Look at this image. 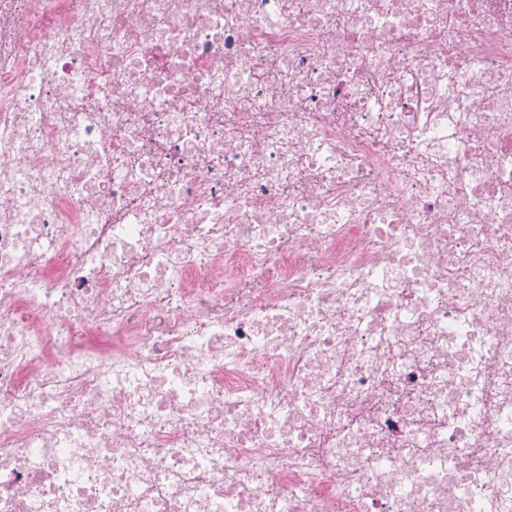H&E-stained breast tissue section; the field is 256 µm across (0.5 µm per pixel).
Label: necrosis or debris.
I'll return each mask as SVG.
<instances>
[{
    "mask_svg": "<svg viewBox=\"0 0 512 512\" xmlns=\"http://www.w3.org/2000/svg\"><path fill=\"white\" fill-rule=\"evenodd\" d=\"M0 512H512V0H0Z\"/></svg>",
    "mask_w": 512,
    "mask_h": 512,
    "instance_id": "necrosis-or-debris-1",
    "label": "necrosis or debris"
}]
</instances>
